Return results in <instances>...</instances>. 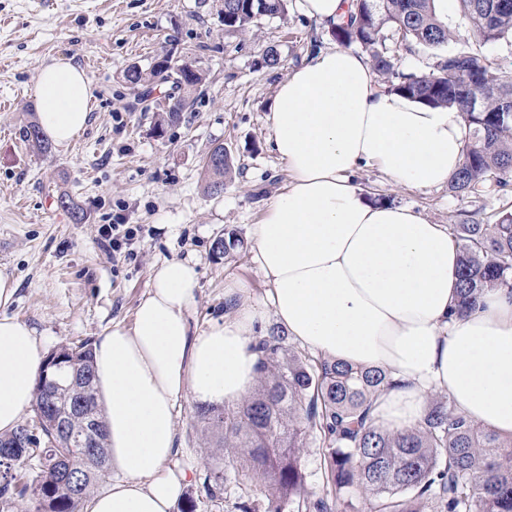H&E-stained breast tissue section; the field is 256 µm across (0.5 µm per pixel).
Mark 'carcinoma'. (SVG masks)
I'll list each match as a JSON object with an SVG mask.
<instances>
[{"mask_svg": "<svg viewBox=\"0 0 512 512\" xmlns=\"http://www.w3.org/2000/svg\"><path fill=\"white\" fill-rule=\"evenodd\" d=\"M473 31L485 43L512 37V0H457ZM346 21L330 25L333 38L357 45L373 69L396 91L432 107L461 114L466 125L464 161L450 178L449 189L474 192L508 185L512 171V72L464 48L447 49L456 35L437 8V0H351ZM288 0H224V31L243 34L263 16L285 14ZM411 51L436 52L428 73H405L387 42ZM169 70L172 89L189 95L204 79L202 69H189L164 58L150 71L129 69L126 79L148 112L151 85L158 68ZM207 191L224 193L233 160L214 167ZM461 241L458 301L455 314L474 308L492 288L512 290V213L494 224H456ZM258 355L257 385L245 399L223 407L201 405L196 414L224 430V459L232 464L235 486L243 494L264 487L272 512H348V496L362 490L370 512H512V441L456 412L446 395L432 394L421 425L394 432L375 426L370 416L373 397L392 385L387 372L362 369L286 346V337L270 330L253 337ZM62 357L55 379L63 384L76 373L97 427V446L107 455L106 427L94 395L91 344L62 346L46 356ZM72 392L58 387L36 389L38 426L15 430L0 441L14 445L22 436L28 446L16 448L15 460L0 462V512L32 496L35 512H80L109 465L85 464L78 488L58 474L60 459L75 453L53 422L67 414ZM319 435L324 449V495L311 500L305 492L301 459Z\"/></svg>", "mask_w": 512, "mask_h": 512, "instance_id": "1", "label": "carcinoma"}]
</instances>
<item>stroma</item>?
<instances>
[{
    "label": "stroma",
    "instance_id": "35a3bbf8",
    "mask_svg": "<svg viewBox=\"0 0 512 512\" xmlns=\"http://www.w3.org/2000/svg\"><path fill=\"white\" fill-rule=\"evenodd\" d=\"M222 0H0V270L18 283L6 312L36 332L43 353L94 340L114 325L130 326L155 266L195 263L199 284L189 314L192 333L230 312L226 280L248 285L246 300L263 314L256 329L276 328L269 286L253 261L252 224L266 200L288 181L272 152L265 114L278 84L334 45L327 24L289 5L261 17L251 33L228 34L217 17ZM448 21L458 45L512 69V41L482 44L456 7ZM283 62L262 66L267 47ZM191 57L207 74L178 123L156 133L155 112L133 105L130 67L149 70L163 56ZM72 59L91 79V118L67 149H34L23 132L37 118L39 70ZM221 144L234 169L221 196L206 192V152ZM356 181L373 198L413 206L433 224L493 223L512 212V188L454 193L393 185L377 168ZM70 196L85 211L74 223L60 206ZM125 217L136 235L133 257L113 256L100 225ZM234 233L229 254L213 253L216 236ZM188 401L176 420L181 451L173 468L192 470L180 512H238L233 494L209 497L206 477H233L224 463V433Z\"/></svg>",
    "mask_w": 512,
    "mask_h": 512
}]
</instances>
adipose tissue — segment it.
I'll list each match as a JSON object with an SVG mask.
<instances>
[{"instance_id": "obj_1", "label": "adipose tissue", "mask_w": 512, "mask_h": 512, "mask_svg": "<svg viewBox=\"0 0 512 512\" xmlns=\"http://www.w3.org/2000/svg\"><path fill=\"white\" fill-rule=\"evenodd\" d=\"M38 122L60 148L90 119L94 89L72 60L45 64ZM270 144L288 171L251 227L254 260L278 323L302 347L388 371L394 388L372 402L376 425L417 427L431 393L512 438V292L485 291L453 316L460 250L447 226L404 204L375 202L354 176L374 166L398 186L438 187L464 159L459 113L382 93L359 53L322 51L276 90ZM198 272L188 260L156 268L131 326L94 344L97 402L107 427L111 486L87 512H174L189 472L176 456V416L190 400L236 403L256 384L249 349L256 306L191 335ZM43 366L34 329L0 315V435L35 399Z\"/></svg>"}]
</instances>
